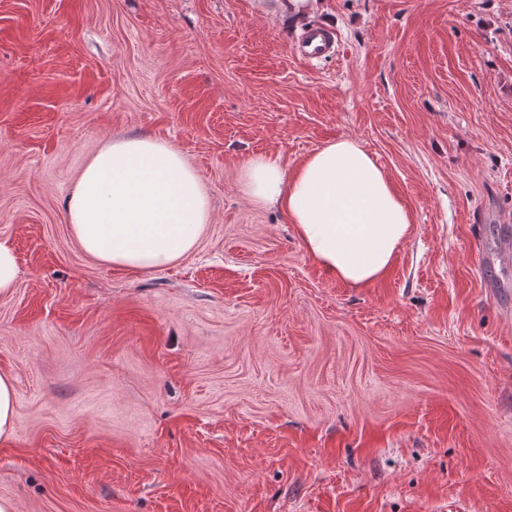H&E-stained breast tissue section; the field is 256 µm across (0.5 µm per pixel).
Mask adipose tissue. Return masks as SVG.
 Listing matches in <instances>:
<instances>
[{"label":"adipose tissue","mask_w":512,"mask_h":512,"mask_svg":"<svg viewBox=\"0 0 512 512\" xmlns=\"http://www.w3.org/2000/svg\"><path fill=\"white\" fill-rule=\"evenodd\" d=\"M243 190L288 216L309 256L352 287L391 268L411 215L385 171L350 138L327 143L294 171L248 158ZM66 208L81 249L112 266L165 268L191 252L211 220L210 198L181 150L153 136L109 141L85 165Z\"/></svg>","instance_id":"adipose-tissue-1"}]
</instances>
